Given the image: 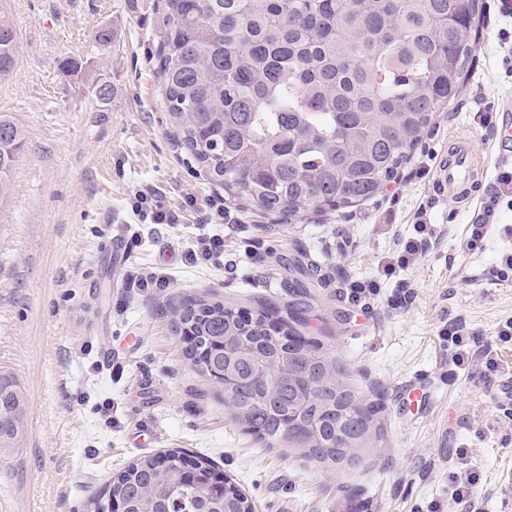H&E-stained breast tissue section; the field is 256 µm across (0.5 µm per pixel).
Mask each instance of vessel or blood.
<instances>
[{"instance_id":"vessel-or-blood-1","label":"vessel or blood","mask_w":512,"mask_h":512,"mask_svg":"<svg viewBox=\"0 0 512 512\" xmlns=\"http://www.w3.org/2000/svg\"><path fill=\"white\" fill-rule=\"evenodd\" d=\"M479 150L473 135L457 133L451 140L446 157L440 158L434 170L435 181L449 197L459 202H472V189L484 169L479 164Z\"/></svg>"}]
</instances>
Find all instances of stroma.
<instances>
[{"label": "stroma", "mask_w": 512, "mask_h": 512, "mask_svg": "<svg viewBox=\"0 0 512 512\" xmlns=\"http://www.w3.org/2000/svg\"><path fill=\"white\" fill-rule=\"evenodd\" d=\"M164 0H0L16 26V62L0 77V115L24 146L0 181V371L25 399L23 431L0 447V512H85L132 459L176 448L209 461L251 499L254 512H448L449 476L481 474V512H512V419L492 389L512 377V278L495 276L512 237L491 233L466 250L476 203L433 186L439 155L478 124L483 103L512 108V13L486 0L476 63L454 106L373 199L290 220L225 193L183 149L166 120L155 55ZM110 43L97 41L100 29ZM112 85L98 100L92 85ZM151 191L174 212L153 224L134 211ZM224 221L211 223V205ZM421 224L436 238L413 265L395 267ZM132 251L116 273L106 249ZM224 239L206 263L187 254L200 236ZM311 256L336 274L316 288L306 331L343 361L360 391H381L383 445L357 464L320 466L298 450L244 434L216 387L183 356L169 305L206 293L236 308L287 301L288 261ZM161 271L164 288L130 280ZM376 284L369 293L365 284ZM458 318L492 347L495 369L456 368L441 331ZM110 365H102V355Z\"/></svg>", "instance_id": "35a3bbf8"}]
</instances>
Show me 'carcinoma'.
<instances>
[{
  "instance_id": "carcinoma-1",
  "label": "carcinoma",
  "mask_w": 512,
  "mask_h": 512,
  "mask_svg": "<svg viewBox=\"0 0 512 512\" xmlns=\"http://www.w3.org/2000/svg\"><path fill=\"white\" fill-rule=\"evenodd\" d=\"M158 55L170 125L211 179L267 214L290 218L373 198L457 99L472 69L480 0H165ZM18 34L0 16V75ZM23 135L0 115V180ZM279 309L251 317L207 295L169 309L183 354L223 390L233 420L265 448L284 443L321 464L382 441L381 395L345 382L346 367L306 334V283ZM23 395L0 373V443L22 431ZM143 455L114 476L87 512H252L235 486L213 485L205 460ZM187 472L181 477V472Z\"/></svg>"
}]
</instances>
